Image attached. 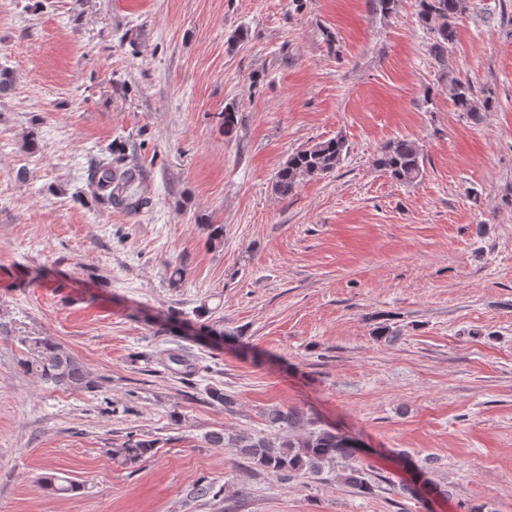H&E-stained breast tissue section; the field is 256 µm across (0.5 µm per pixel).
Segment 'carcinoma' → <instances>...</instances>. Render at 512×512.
<instances>
[{
	"mask_svg": "<svg viewBox=\"0 0 512 512\" xmlns=\"http://www.w3.org/2000/svg\"><path fill=\"white\" fill-rule=\"evenodd\" d=\"M461 9V0H418V16L432 37L430 52L439 64L445 62L448 44L456 38L454 19ZM453 104L457 111L468 119L478 122L482 113L491 111L493 98L478 95L472 85L454 81ZM346 142L330 138L292 153L278 169L274 191L286 197L304 180L317 175L331 174L336 165L347 154ZM375 165L401 183L412 184L423 174L419 147L412 141L401 138L385 144ZM90 183L109 203L130 213H137L150 205V198L135 188L136 178L131 171L117 172L112 164L96 163L89 173ZM41 357L26 364V369L43 382L67 390L94 391L100 381L93 377L78 359L66 354L51 339L40 341ZM298 416L292 411L273 409L267 415L272 433L248 439L235 440L240 454L267 471L288 478L293 473L305 471L312 475L351 457L353 441L329 431H309L305 435L290 439L281 433L294 427ZM155 446V441L128 438L113 454L125 462L143 458Z\"/></svg>",
	"mask_w": 512,
	"mask_h": 512,
	"instance_id": "1",
	"label": "carcinoma"
}]
</instances>
